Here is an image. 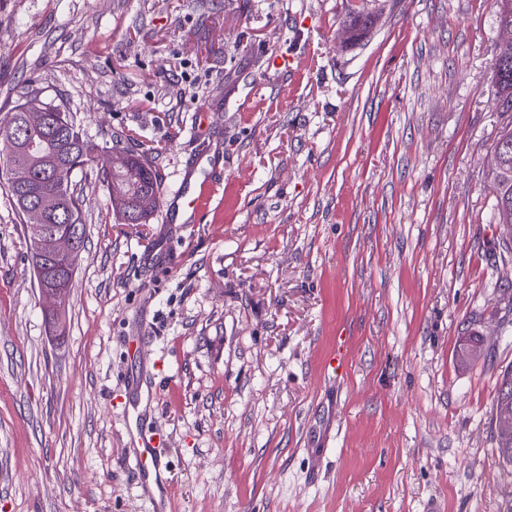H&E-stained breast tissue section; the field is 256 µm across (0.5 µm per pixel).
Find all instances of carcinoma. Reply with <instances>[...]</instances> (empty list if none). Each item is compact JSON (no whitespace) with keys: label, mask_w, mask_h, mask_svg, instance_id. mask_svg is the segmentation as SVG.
Wrapping results in <instances>:
<instances>
[{"label":"carcinoma","mask_w":512,"mask_h":512,"mask_svg":"<svg viewBox=\"0 0 512 512\" xmlns=\"http://www.w3.org/2000/svg\"><path fill=\"white\" fill-rule=\"evenodd\" d=\"M496 23L512 27V0H496ZM372 27L369 15H357L347 21L350 39L362 38ZM495 93L506 105L512 104V40L498 41L495 49ZM40 100L47 110V120L42 129L31 131L37 148L31 152L19 147L22 163L33 173V180L25 184L12 181L5 174L3 186L12 199L23 223H29L24 204L29 199H44L49 208L57 210L55 219L48 227L64 226L80 232V246L72 260V268L86 250L88 236L83 212V199L76 192L74 178L90 161V144L77 113L70 111L62 97L50 98L40 88L27 87L20 94L10 113L9 120L18 121L26 113L27 105ZM495 147L501 150L502 166L492 169V179L497 190L492 221L501 226L512 225V128H503ZM121 150L126 162L112 167V151ZM103 179L109 185V201L112 210L123 224H147L159 207L160 186L158 175L151 162L142 154L125 145L122 137H112V148L104 151L100 159ZM33 272H41L55 280L57 287L69 288L70 280L59 277L52 265L46 264L37 253H32ZM480 342L477 335H470L459 344L457 356L460 362L475 360V347ZM512 415V371L503 375L498 393L492 405V426L496 438L499 459L505 466H512V422L502 421V414Z\"/></svg>","instance_id":"1"}]
</instances>
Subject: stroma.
I'll list each match as a JSON object with an SVG mask.
<instances>
[{
  "mask_svg": "<svg viewBox=\"0 0 512 512\" xmlns=\"http://www.w3.org/2000/svg\"><path fill=\"white\" fill-rule=\"evenodd\" d=\"M497 36L495 0H0V119L40 86L161 182L122 224L78 174L61 335L0 189V512H512ZM154 433L164 500L133 464ZM507 411L510 422H502ZM512 371L503 375L498 393L492 405V426L496 438L499 459L503 465L512 466Z\"/></svg>",
  "mask_w": 512,
  "mask_h": 512,
  "instance_id": "35a3bbf8",
  "label": "stroma"
}]
</instances>
